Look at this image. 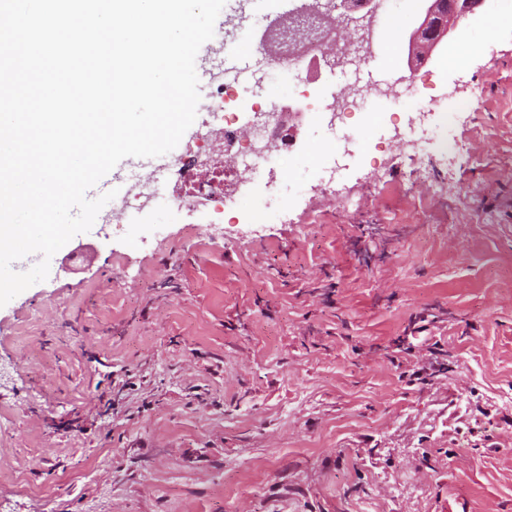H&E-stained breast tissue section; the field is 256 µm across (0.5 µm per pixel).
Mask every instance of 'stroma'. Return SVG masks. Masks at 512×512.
I'll list each match as a JSON object with an SVG mask.
<instances>
[{
  "mask_svg": "<svg viewBox=\"0 0 512 512\" xmlns=\"http://www.w3.org/2000/svg\"><path fill=\"white\" fill-rule=\"evenodd\" d=\"M440 112L471 152L437 200L389 99L336 189L303 129L263 223L125 181L0 307V512H512V17Z\"/></svg>",
  "mask_w": 512,
  "mask_h": 512,
  "instance_id": "obj_1",
  "label": "stroma"
}]
</instances>
